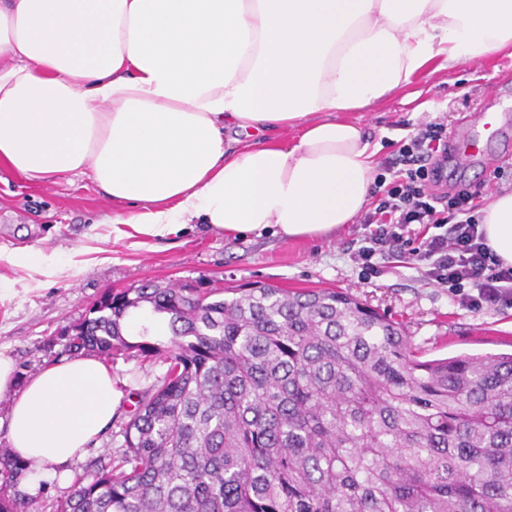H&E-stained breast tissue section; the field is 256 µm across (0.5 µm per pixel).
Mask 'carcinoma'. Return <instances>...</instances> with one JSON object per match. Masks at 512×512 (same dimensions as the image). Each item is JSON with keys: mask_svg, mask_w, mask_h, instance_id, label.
I'll return each instance as SVG.
<instances>
[{"mask_svg": "<svg viewBox=\"0 0 512 512\" xmlns=\"http://www.w3.org/2000/svg\"><path fill=\"white\" fill-rule=\"evenodd\" d=\"M148 305L169 341L127 340ZM64 351L159 356L115 466L53 512H512V353L421 360L401 325L331 288L105 291ZM0 448V512H39Z\"/></svg>", "mask_w": 512, "mask_h": 512, "instance_id": "cac0c4a2", "label": "carcinoma"}]
</instances>
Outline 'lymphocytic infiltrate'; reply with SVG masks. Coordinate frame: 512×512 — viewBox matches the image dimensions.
Instances as JSON below:
<instances>
[{"mask_svg":"<svg viewBox=\"0 0 512 512\" xmlns=\"http://www.w3.org/2000/svg\"><path fill=\"white\" fill-rule=\"evenodd\" d=\"M447 137L445 125L433 122L402 145L403 168L392 180L378 178L383 198L365 213L352 259L365 281L380 277L386 261L409 259L424 265L425 276L462 306H512V266H503L487 247L473 216L478 191H434L442 180L437 154ZM417 224L432 226L433 234L414 232Z\"/></svg>","mask_w":512,"mask_h":512,"instance_id":"f902f5d3","label":"lymphocytic infiltrate"}]
</instances>
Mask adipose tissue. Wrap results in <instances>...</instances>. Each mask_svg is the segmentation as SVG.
<instances>
[{"instance_id": "adipose-tissue-1", "label": "adipose tissue", "mask_w": 512, "mask_h": 512, "mask_svg": "<svg viewBox=\"0 0 512 512\" xmlns=\"http://www.w3.org/2000/svg\"><path fill=\"white\" fill-rule=\"evenodd\" d=\"M509 47L512 0H0V164L35 181L90 171L113 223L147 237L324 236L366 206L378 151L343 113ZM481 228L512 266V194ZM4 396L31 497L123 399L92 356L21 386L0 355Z\"/></svg>"}]
</instances>
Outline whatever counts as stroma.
Here are the masks:
<instances>
[{
  "label": "stroma",
  "instance_id": "stroma-1",
  "mask_svg": "<svg viewBox=\"0 0 512 512\" xmlns=\"http://www.w3.org/2000/svg\"><path fill=\"white\" fill-rule=\"evenodd\" d=\"M512 85V54L500 51L425 74L369 108L347 113L380 148L376 172L399 155L402 143L430 122L457 123L482 104L496 81ZM505 133L448 179L461 190L480 186V204L512 193V100L504 104ZM115 208L87 174L30 182L0 166V251L41 252L50 267L33 270L0 261V353L13 359L20 379L64 359L63 333L84 318L109 288L145 280L197 281L203 287L245 288L259 283L288 290L333 288L347 292L403 323L423 360L512 350V307L472 310L424 277L413 261L388 263L371 281L358 277L351 258L361 222L317 238L286 239L267 230L227 236L196 224L164 238L107 223ZM124 399L98 445L71 466V478H52L37 500L40 512L63 498L73 481L121 453L123 428L135 390L165 372L161 358L108 360Z\"/></svg>",
  "mask_w": 512,
  "mask_h": 512
}]
</instances>
